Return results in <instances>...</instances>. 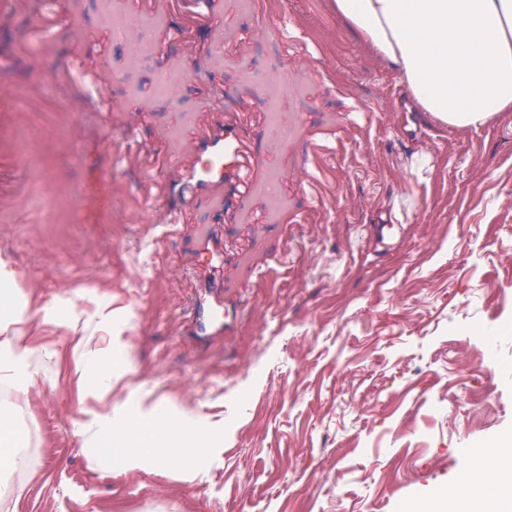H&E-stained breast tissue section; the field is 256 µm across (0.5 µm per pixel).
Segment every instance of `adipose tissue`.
Listing matches in <instances>:
<instances>
[{"mask_svg":"<svg viewBox=\"0 0 512 512\" xmlns=\"http://www.w3.org/2000/svg\"><path fill=\"white\" fill-rule=\"evenodd\" d=\"M333 10L398 74L424 111L445 124L479 127L512 110V0H333ZM18 315L0 303V378L19 388L30 381L27 356L6 326ZM182 445L204 440L203 428L163 404L145 409ZM97 447L121 443L128 464L144 453L139 428L117 414L94 420ZM468 466L433 494L437 512H512V437L466 449Z\"/></svg>","mask_w":512,"mask_h":512,"instance_id":"adipose-tissue-1","label":"adipose tissue"}]
</instances>
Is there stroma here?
Listing matches in <instances>:
<instances>
[{
  "instance_id": "35a3bbf8",
  "label": "stroma",
  "mask_w": 512,
  "mask_h": 512,
  "mask_svg": "<svg viewBox=\"0 0 512 512\" xmlns=\"http://www.w3.org/2000/svg\"><path fill=\"white\" fill-rule=\"evenodd\" d=\"M47 2L0 14V260L33 375L0 379V416L35 451L0 512H427L466 449L512 435V112L396 111L408 88L330 0H218L184 36L170 0H63L45 44ZM83 63L87 94L63 78ZM243 110L263 119L250 193L170 236L182 202L157 183ZM132 136L164 171L126 156ZM207 243L221 273L194 265ZM215 283L236 323L187 335ZM155 403L206 426L190 466L92 443L96 415Z\"/></svg>"
}]
</instances>
